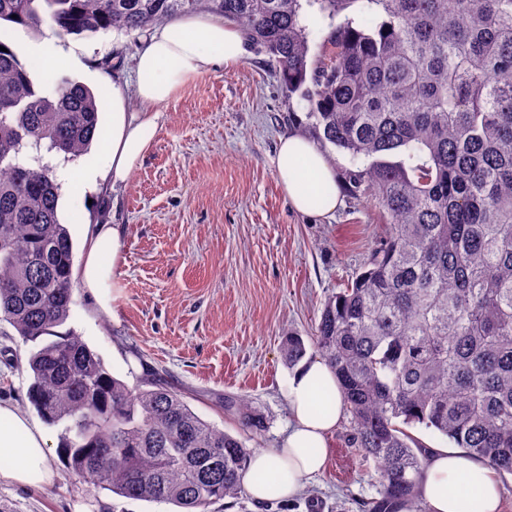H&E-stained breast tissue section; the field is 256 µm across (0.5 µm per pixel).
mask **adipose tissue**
<instances>
[{
  "label": "adipose tissue",
  "mask_w": 512,
  "mask_h": 512,
  "mask_svg": "<svg viewBox=\"0 0 512 512\" xmlns=\"http://www.w3.org/2000/svg\"><path fill=\"white\" fill-rule=\"evenodd\" d=\"M244 53L242 33L220 17L194 16L175 19L150 29L134 58L135 95L140 111L124 112L120 105L126 85L112 81V136L106 143L109 175L113 183L127 180L148 151L157 131L156 110L181 86L209 72L214 66H237ZM278 181L291 206L305 214H324L335 209L336 193L318 199L317 191L334 185L336 174L326 155L308 137L290 134L280 142L276 160ZM83 262L77 277L101 307H108L114 265L102 257L103 248L120 255L123 228L118 224L85 227ZM335 400L332 410L316 411L319 392ZM288 407L292 421L284 438L270 448L253 452L244 486L254 500H267V475H278V494L291 499L306 488L308 478L322 471L329 460L328 436L341 417L344 401L334 373L320 360L301 364L290 379ZM46 433L27 414L0 404V450H13L14 465L0 468V483L42 488L53 473L47 464ZM476 481L479 512H500L497 479L476 459L458 448H435L428 454L421 495L430 512H461L457 486Z\"/></svg>",
  "instance_id": "adipose-tissue-1"
}]
</instances>
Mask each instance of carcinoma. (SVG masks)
I'll use <instances>...</instances> for the list:
<instances>
[{"label": "carcinoma", "mask_w": 512, "mask_h": 512, "mask_svg": "<svg viewBox=\"0 0 512 512\" xmlns=\"http://www.w3.org/2000/svg\"><path fill=\"white\" fill-rule=\"evenodd\" d=\"M358 0H0V22L49 18L62 34L142 33L211 12L268 55L309 129L363 166L353 192L389 236L324 304L310 341L336 376L350 442L377 468L361 512H423L422 425L512 473V0H366L379 21L334 26L309 62L304 6L333 19ZM0 321L36 349L29 399L60 439L66 473L131 500L206 512L244 493L252 450L150 374L114 377L56 328L73 303V240L55 169L29 151L77 157L103 138L104 100L67 77L35 85L0 40ZM307 353L290 334L283 358ZM242 426L264 418L225 399Z\"/></svg>", "instance_id": "cac0c4a2"}]
</instances>
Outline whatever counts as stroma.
Segmentation results:
<instances>
[{"mask_svg":"<svg viewBox=\"0 0 512 512\" xmlns=\"http://www.w3.org/2000/svg\"><path fill=\"white\" fill-rule=\"evenodd\" d=\"M44 27L12 28L11 40L34 83L61 76L107 94L103 80L62 71L30 56L28 41ZM144 34H70L96 62L112 60L131 79ZM153 143L128 180L99 182L95 205L81 189L61 190L59 215L67 223L75 256H82L84 226L108 220L123 225L125 248L116 262L112 301L102 309L85 288L75 287L63 331L79 336L115 377L135 384L148 366L166 371L191 408L230 433L238 417L225 397L245 400L264 413L268 428L246 435L252 449L271 447L290 419L282 344L296 332L309 336L325 300L345 287L385 239L388 226L373 202L351 194L346 178L355 163L326 146L335 168L339 204L324 215L293 210L277 177L278 141L309 135L303 102L287 99L267 55L247 45L235 68L216 67L187 82L159 105ZM31 350L8 323L0 322V399L34 413L28 399ZM62 428H46L51 483L24 489L0 483V501L13 512H175L174 505L129 500L67 475L59 453ZM350 414L330 436L327 468L310 479L287 512H360L377 497L374 463L348 442Z\"/></svg>","mask_w":512,"mask_h":512,"instance_id":"1","label":"stroma"}]
</instances>
